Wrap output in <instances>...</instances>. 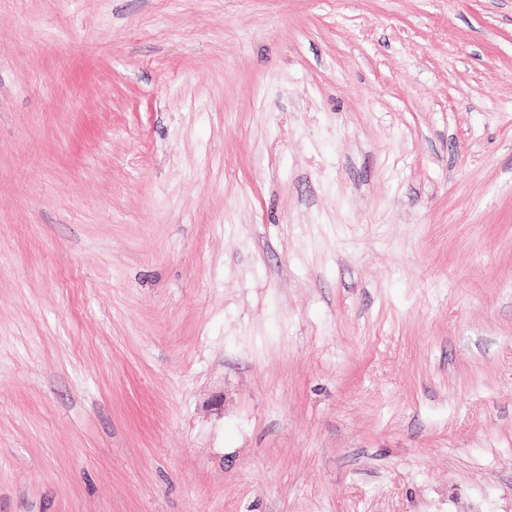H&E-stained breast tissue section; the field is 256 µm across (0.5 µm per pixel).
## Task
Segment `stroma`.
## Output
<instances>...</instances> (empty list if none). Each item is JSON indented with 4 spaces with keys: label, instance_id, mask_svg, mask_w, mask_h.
Wrapping results in <instances>:
<instances>
[{
    "label": "stroma",
    "instance_id": "stroma-1",
    "mask_svg": "<svg viewBox=\"0 0 512 512\" xmlns=\"http://www.w3.org/2000/svg\"><path fill=\"white\" fill-rule=\"evenodd\" d=\"M0 512H512V0H0Z\"/></svg>",
    "mask_w": 512,
    "mask_h": 512
}]
</instances>
